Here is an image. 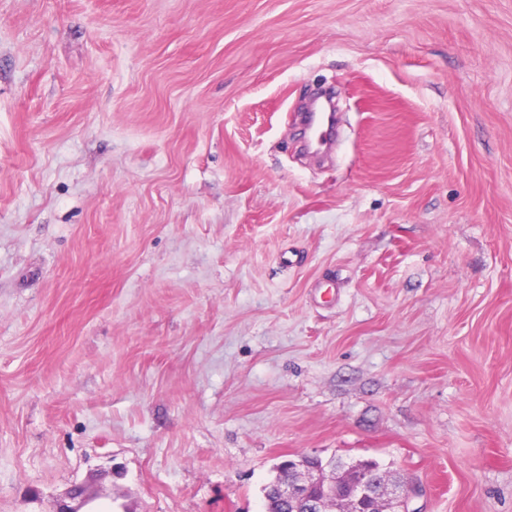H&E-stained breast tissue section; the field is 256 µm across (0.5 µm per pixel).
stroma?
<instances>
[{
    "label": "stroma",
    "instance_id": "35a3bbf8",
    "mask_svg": "<svg viewBox=\"0 0 512 512\" xmlns=\"http://www.w3.org/2000/svg\"><path fill=\"white\" fill-rule=\"evenodd\" d=\"M298 455L512 512V0H0V512ZM324 113L327 112H312V110H309L304 116L308 145L316 151L326 150L330 146L328 139V136H331L329 122Z\"/></svg>",
    "mask_w": 512,
    "mask_h": 512
}]
</instances>
